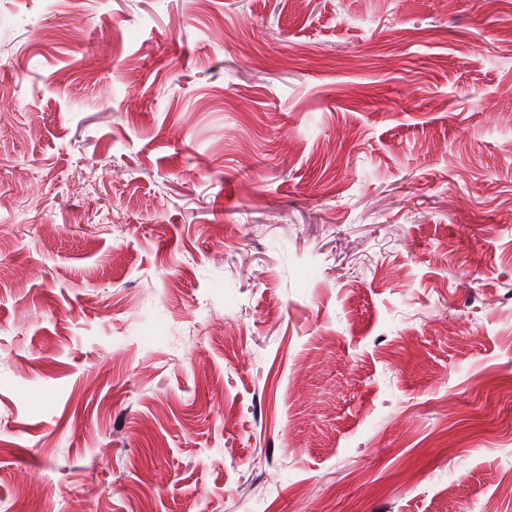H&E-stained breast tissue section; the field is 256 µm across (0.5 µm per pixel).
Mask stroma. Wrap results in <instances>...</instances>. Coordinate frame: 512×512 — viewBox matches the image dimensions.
Returning <instances> with one entry per match:
<instances>
[{
    "label": "stroma",
    "mask_w": 512,
    "mask_h": 512,
    "mask_svg": "<svg viewBox=\"0 0 512 512\" xmlns=\"http://www.w3.org/2000/svg\"><path fill=\"white\" fill-rule=\"evenodd\" d=\"M0 85V512H512V0H0Z\"/></svg>",
    "instance_id": "obj_1"
}]
</instances>
